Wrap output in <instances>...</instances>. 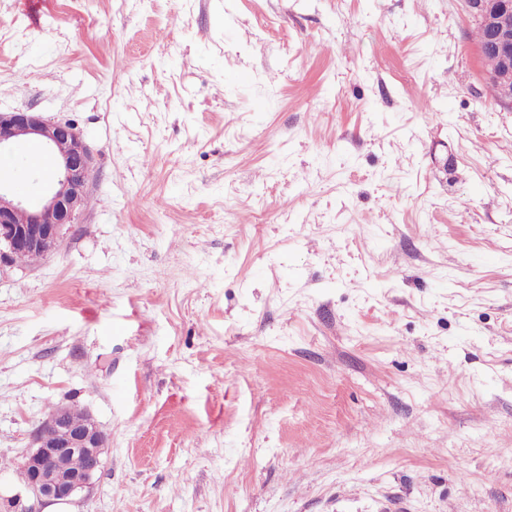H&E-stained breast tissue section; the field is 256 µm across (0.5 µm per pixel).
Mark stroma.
<instances>
[{
  "label": "stroma",
  "mask_w": 512,
  "mask_h": 512,
  "mask_svg": "<svg viewBox=\"0 0 512 512\" xmlns=\"http://www.w3.org/2000/svg\"><path fill=\"white\" fill-rule=\"evenodd\" d=\"M464 0H0V111L94 154L0 270V512H512V104ZM54 428L59 437L48 442L41 436L42 428ZM107 438L92 418L75 428L69 419L68 407L54 408L42 421L33 437V449L24 457L22 466L28 471L25 488L42 507L48 503H63L88 488L102 463ZM64 456H83L88 466L69 471L54 463Z\"/></svg>",
  "instance_id": "1"
}]
</instances>
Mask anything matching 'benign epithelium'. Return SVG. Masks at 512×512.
Listing matches in <instances>:
<instances>
[{
	"label": "benign epithelium",
	"instance_id": "obj_1",
	"mask_svg": "<svg viewBox=\"0 0 512 512\" xmlns=\"http://www.w3.org/2000/svg\"><path fill=\"white\" fill-rule=\"evenodd\" d=\"M469 14L484 32L483 56L499 62L490 78L499 100L512 104V0H465ZM20 142L39 145L53 159L42 197L29 202L0 176V267L14 264L19 252H55L67 226L79 222L86 204V186L93 152L83 131L70 120L51 121L37 112L0 111V155ZM107 438L93 419L80 428L70 423L68 408H54L33 437L24 457L25 488L44 506L63 503L88 488L102 463Z\"/></svg>",
	"mask_w": 512,
	"mask_h": 512
}]
</instances>
